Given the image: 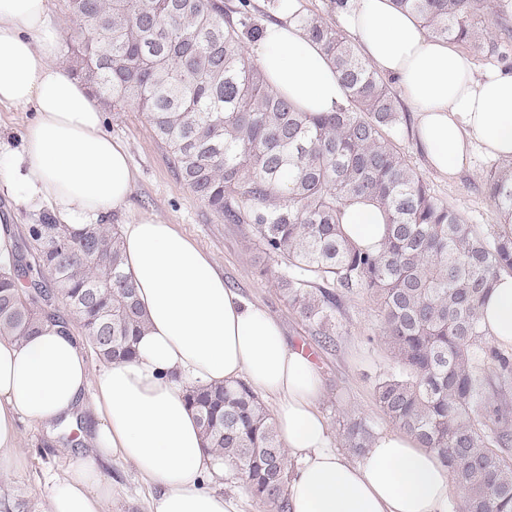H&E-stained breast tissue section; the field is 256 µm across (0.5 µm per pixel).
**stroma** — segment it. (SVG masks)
<instances>
[{
  "label": "stroma",
  "mask_w": 512,
  "mask_h": 512,
  "mask_svg": "<svg viewBox=\"0 0 512 512\" xmlns=\"http://www.w3.org/2000/svg\"><path fill=\"white\" fill-rule=\"evenodd\" d=\"M48 21L59 36L57 62L69 63L70 43L81 34L79 20L70 13L67 0H47ZM496 14L485 24L484 42L468 47L478 70L505 67L512 70V0H495ZM403 125L396 143L411 166L426 178L431 190L447 200L471 224H495L499 218L483 189L485 175L496 159L474 152L471 163L456 181H448L428 169L412 129L414 114L402 105ZM104 129L121 142L129 155L134 175L128 213L113 215L122 224L130 219L154 218L190 238L214 260L224 275L227 288L257 304L277 319L289 348L310 349L323 384L319 411L330 431L349 417L365 419L375 433L393 430L394 425L376 405L375 381L388 371L393 360L379 329V311L363 293L343 297L336 314L339 334L333 346L321 345L313 329L289 308L279 283L282 269L259 249L248 225L224 223L182 181L172 157L161 144L136 106L124 111H105ZM20 450L24 463L0 473V495L25 498L31 512H44L54 478L62 476L69 446L56 443L52 434L29 420H21ZM103 474L116 487L106 512H148L151 491L138 472L120 461L102 466Z\"/></svg>",
  "instance_id": "1"
}]
</instances>
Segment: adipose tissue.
Masks as SVG:
<instances>
[{
    "mask_svg": "<svg viewBox=\"0 0 512 512\" xmlns=\"http://www.w3.org/2000/svg\"><path fill=\"white\" fill-rule=\"evenodd\" d=\"M45 14V0H0V105L34 111L20 151L0 156V189L20 188L71 228L105 224L130 208L128 155L104 132L88 87L57 64L58 33ZM344 20L361 55L395 79L412 108L432 171L456 179L476 147L512 160V73L478 72L468 53L428 38L390 0H347ZM251 53L300 111L343 103L330 60L286 15L265 23ZM343 230L357 246L378 249L383 216L370 204L350 206ZM121 234L147 321L132 360L92 370L75 332L50 323L21 343L0 338V472L23 462L20 418L49 426L85 402L96 417L88 454L70 458L54 479L46 512H104L114 487L100 464L111 459L150 486L149 512H239L213 486L234 467L206 452L186 394L240 379L274 399L279 436L297 463L291 512H448L449 467L411 435L381 433L355 461L330 447L315 365L288 348L275 318L226 288L210 255L152 218L126 222ZM483 323L498 345L512 347V275L496 282Z\"/></svg>",
    "mask_w": 512,
    "mask_h": 512,
    "instance_id": "obj_1",
    "label": "adipose tissue"
}]
</instances>
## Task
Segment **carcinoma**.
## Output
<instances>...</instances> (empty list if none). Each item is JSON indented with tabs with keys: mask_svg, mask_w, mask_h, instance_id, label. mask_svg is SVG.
Returning <instances> with one entry per match:
<instances>
[{
	"mask_svg": "<svg viewBox=\"0 0 512 512\" xmlns=\"http://www.w3.org/2000/svg\"><path fill=\"white\" fill-rule=\"evenodd\" d=\"M393 4L454 44L477 42L494 13L491 0ZM69 10L82 25L77 77L114 111L136 104L195 195L224 223L250 225L284 265L288 306L322 343H335L341 297L370 295L395 362L375 384L377 405L449 466L461 512H512V353L480 315L494 282L512 275V162L483 180L500 223L480 232L410 165L385 79L318 14L294 19L346 89L333 112H300L270 88L245 50L262 34L250 0L235 10L223 0H69ZM357 202L384 214L377 252L343 231ZM0 249V337L34 336L47 321L67 327L62 301L100 360L133 357L146 319L118 225L73 231L43 211ZM187 401L206 450L230 460L271 512H290L295 461L259 394L239 381L193 387ZM337 437L359 455L374 434L352 419Z\"/></svg>",
	"mask_w": 512,
	"mask_h": 512,
	"instance_id": "cac0c4a2",
	"label": "carcinoma"
}]
</instances>
